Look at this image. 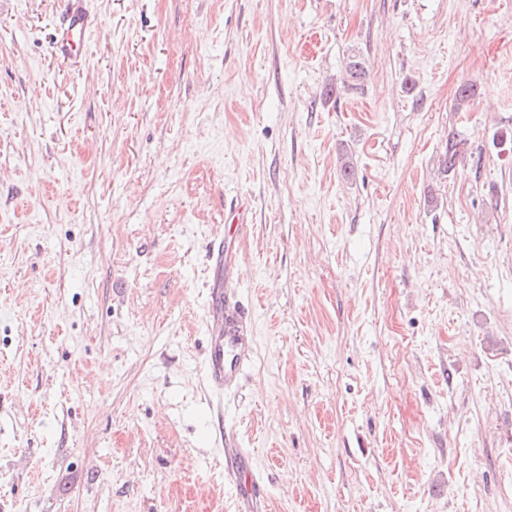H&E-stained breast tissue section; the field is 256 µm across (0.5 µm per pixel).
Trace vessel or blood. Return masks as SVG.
I'll list each match as a JSON object with an SVG mask.
<instances>
[{"label":"vessel or blood","instance_id":"1","mask_svg":"<svg viewBox=\"0 0 512 512\" xmlns=\"http://www.w3.org/2000/svg\"><path fill=\"white\" fill-rule=\"evenodd\" d=\"M63 22L57 27L52 52L57 59L72 61L83 51L90 33L86 13L77 0H66ZM208 358L206 371L216 392L239 380L250 361V349L245 336L246 315L238 305H232L234 289L225 287L222 268H215L209 290ZM225 470L235 489V512H266L257 477L246 462L247 451L237 448L232 438L224 440Z\"/></svg>","mask_w":512,"mask_h":512}]
</instances>
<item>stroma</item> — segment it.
Here are the masks:
<instances>
[{
    "label": "stroma",
    "mask_w": 512,
    "mask_h": 512,
    "mask_svg": "<svg viewBox=\"0 0 512 512\" xmlns=\"http://www.w3.org/2000/svg\"><path fill=\"white\" fill-rule=\"evenodd\" d=\"M87 7L64 67L61 0H0V512H234L228 436L267 512H512V0ZM77 1H66V16L52 40V52L59 60H75L82 53L90 33L88 16L82 8L76 6ZM208 358L206 371L216 392L239 380L250 361V349L245 336L246 315L238 301L228 304L237 291L224 288V270L214 267V281L209 289Z\"/></svg>",
    "instance_id": "35a3bbf8"
}]
</instances>
